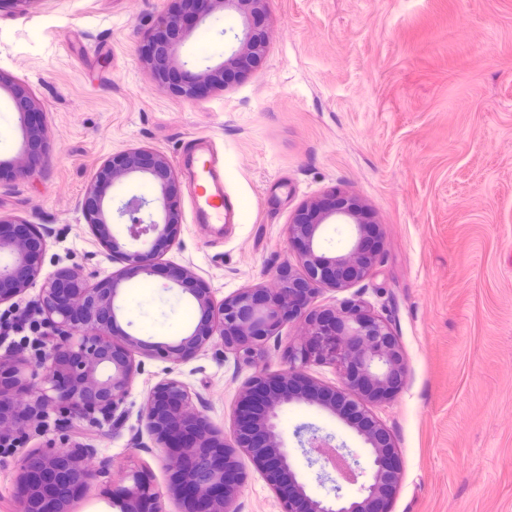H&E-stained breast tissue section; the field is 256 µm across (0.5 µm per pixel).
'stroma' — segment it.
Masks as SVG:
<instances>
[{"instance_id": "obj_1", "label": "stroma", "mask_w": 512, "mask_h": 512, "mask_svg": "<svg viewBox=\"0 0 512 512\" xmlns=\"http://www.w3.org/2000/svg\"><path fill=\"white\" fill-rule=\"evenodd\" d=\"M174 0H23L0 6V213L56 230L52 256L86 283L126 275L77 204L111 154L162 151L204 137L224 159V191L235 223L199 224L193 185L180 175L182 232L163 260L199 276L216 299L276 287L301 266L288 226L307 201L334 189L355 195L384 239L371 274L343 291L321 290L313 310L350 300L385 321L407 365L403 388L368 409L390 433L401 460L392 512H512V0H268L262 66L199 101L170 94L144 60L156 17ZM238 14L218 0L180 46L175 65L201 72L239 46ZM45 114L43 158L17 168L31 148L15 119L11 83ZM198 311L168 279L127 282L123 321L132 335L167 341ZM298 324L266 341L258 365L214 337L180 363L140 357L125 419L54 418L42 434L0 449V512H18L23 455L78 442L97 450L107 479L92 483L69 512H118L112 488L136 469L161 495L170 471L140 413L151 389L176 378L193 411L232 431L241 389L257 370L288 365ZM310 424L344 453L365 445L344 421L292 404L280 414L292 459L314 495L319 466L293 436ZM238 512H282L251 462Z\"/></svg>"}]
</instances>
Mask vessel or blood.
Masks as SVG:
<instances>
[{"mask_svg": "<svg viewBox=\"0 0 512 512\" xmlns=\"http://www.w3.org/2000/svg\"><path fill=\"white\" fill-rule=\"evenodd\" d=\"M180 162L196 184L198 223H233L236 207L224 194V162L210 148L207 140H190L183 148Z\"/></svg>", "mask_w": 512, "mask_h": 512, "instance_id": "vessel-or-blood-1", "label": "vessel or blood"}]
</instances>
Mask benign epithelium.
<instances>
[{
    "label": "benign epithelium",
    "mask_w": 512,
    "mask_h": 512,
    "mask_svg": "<svg viewBox=\"0 0 512 512\" xmlns=\"http://www.w3.org/2000/svg\"><path fill=\"white\" fill-rule=\"evenodd\" d=\"M220 2L241 18L240 47L214 68L201 73L182 70L178 85L170 88L177 97L197 100L216 87L231 85L224 80L227 72H237L239 79L262 62L268 0ZM156 31L170 34L150 58L162 79L190 29L165 13L158 17ZM13 98L23 134L28 139L40 135L44 112L21 85L14 87ZM138 177L156 182L160 194L153 199L129 195L119 208L128 223L114 230L108 192L117 180ZM336 198L342 202L326 205L314 200L304 205L289 224L288 244L302 272L279 274L276 288H245L218 302L182 266L168 265L169 280L191 299L199 314L197 322L171 342L146 341L122 329L125 277L108 275L90 287L68 266L46 273L45 256L54 229L0 215V305L13 308L28 290L38 289L37 313L43 335L50 337L34 370L12 350L0 354V376L9 378L8 386H0V447L17 443L22 424H40L52 414L72 419L114 416L132 386L138 356L177 363L220 336L227 347L249 358L283 324L301 322L307 338L290 346L288 368L261 372L241 391L229 439L199 413L194 421L205 430L203 441L185 435L182 426L191 395L183 382L170 378L152 388L141 420L166 458L180 459L169 493L182 503L193 494L198 502L195 512H237L236 500L246 479L240 458L246 457L278 495L284 512H391L400 483L399 453L363 401L385 402L402 387L406 366L399 341L384 321L356 303L307 311L317 290L341 291L368 277L384 246L382 240L374 248L368 245L372 220L358 199L334 190L327 194L329 200ZM78 212V221L88 225L108 255L123 258L134 274L152 278L161 268L159 256L181 235L175 169L162 153L150 148L114 153L97 169ZM330 224L349 227L346 247L335 252L321 245ZM311 357L339 363L343 387H327L308 377L303 365ZM301 403L343 421L353 411L367 422L365 426L350 423L369 447L366 468L358 458L333 448L330 437L319 435L312 426L295 430L302 447L317 458L328 464L339 461L334 471L340 478L354 482L368 476L357 498H344L342 486L327 473L318 475V483H334L331 499L311 495L299 479L278 420L283 408ZM95 454L96 449L78 444L26 456L18 478L24 488L19 512H67V503L80 496L89 482L108 477L106 471L90 465ZM126 480L112 494L119 512H162L160 494L139 471H128Z\"/></svg>",
    "instance_id": "1"
}]
</instances>
